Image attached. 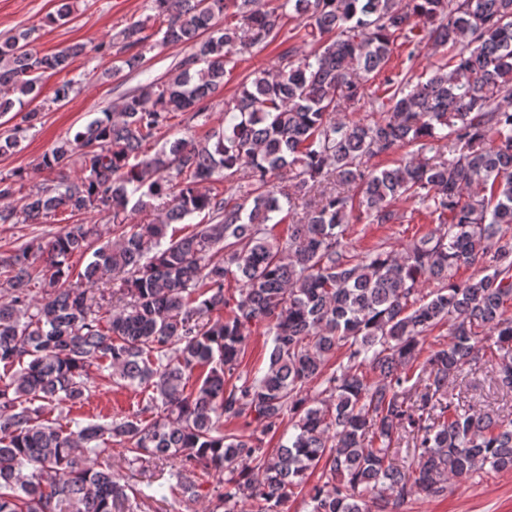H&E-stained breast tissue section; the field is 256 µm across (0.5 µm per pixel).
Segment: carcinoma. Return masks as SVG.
Wrapping results in <instances>:
<instances>
[{"instance_id":"1","label":"carcinoma","mask_w":512,"mask_h":512,"mask_svg":"<svg viewBox=\"0 0 512 512\" xmlns=\"http://www.w3.org/2000/svg\"><path fill=\"white\" fill-rule=\"evenodd\" d=\"M151 11L166 23L160 45L186 54L44 153L52 185L0 208L1 224L59 210L112 220L0 255V365L12 371L0 377V512H138L141 492L104 457L112 442L129 468L176 461L168 493L184 501L202 497L196 470L218 473L224 512L247 502L284 512L301 492L310 512H403L487 467L512 471V412H488L472 381L489 368L512 394V0H151ZM293 18L306 21L310 49L243 78L211 124L236 55L265 50ZM145 28L134 22L94 51L132 49L112 72L136 71L154 48ZM399 38L409 60L424 42L443 50L425 80L390 69ZM85 52L40 56L27 30L0 41V116ZM380 76L382 98L370 91ZM343 102L380 117L338 119ZM179 116L189 136L147 155ZM39 120L28 110L0 155ZM406 147L390 167L368 165ZM224 180L228 198L210 188ZM23 181L1 175L0 200ZM400 199L438 226L401 255L350 252L347 227L403 222ZM147 207L156 221L128 223ZM193 215L195 229L177 235L172 225ZM87 253L76 270L71 258ZM479 263L490 273L457 277ZM230 282L238 295L226 296ZM260 325L271 347L252 377L240 366ZM444 325L448 342L420 359ZM94 366L152 394L133 416L66 429L50 415L90 398ZM240 419L255 432L225 429Z\"/></svg>"}]
</instances>
